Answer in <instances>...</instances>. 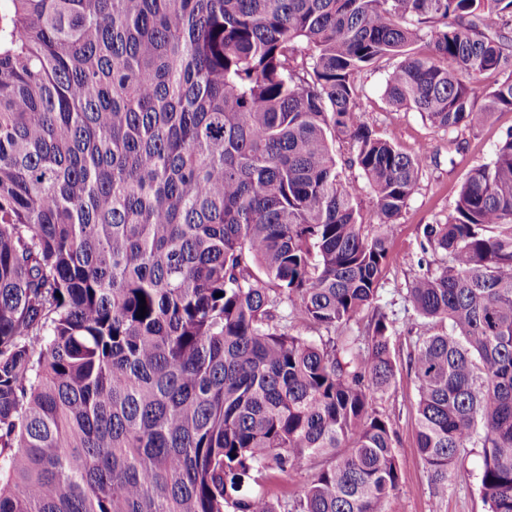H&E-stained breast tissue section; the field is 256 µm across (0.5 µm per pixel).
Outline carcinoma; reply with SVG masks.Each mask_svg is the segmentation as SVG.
<instances>
[{
  "label": "carcinoma",
  "instance_id": "obj_1",
  "mask_svg": "<svg viewBox=\"0 0 512 512\" xmlns=\"http://www.w3.org/2000/svg\"><path fill=\"white\" fill-rule=\"evenodd\" d=\"M385 59L392 107L482 127L512 0H0V512H389L379 281L425 158L365 121ZM421 249L415 451L441 494L480 443L512 512V131ZM314 473L312 465L305 466L298 472L288 475L275 474L269 484L271 493L280 496H288V500L292 501L301 494L305 485L310 481Z\"/></svg>",
  "mask_w": 512,
  "mask_h": 512
}]
</instances>
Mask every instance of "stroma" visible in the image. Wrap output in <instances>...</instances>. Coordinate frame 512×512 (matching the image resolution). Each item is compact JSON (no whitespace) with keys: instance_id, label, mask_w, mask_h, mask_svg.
<instances>
[{"instance_id":"35a3bbf8","label":"stroma","mask_w":512,"mask_h":512,"mask_svg":"<svg viewBox=\"0 0 512 512\" xmlns=\"http://www.w3.org/2000/svg\"><path fill=\"white\" fill-rule=\"evenodd\" d=\"M391 63L363 76L366 96L363 100L367 122L394 139L407 151L429 146L431 157L423 169L418 192L409 201L391 229L392 257L379 284V305L393 322V347L398 372L392 386L380 394L376 407L386 416L395 432V446L401 481L390 512H489L481 495L482 450L465 449L462 459L448 474V489L437 494L431 478L415 453V382L406 368L409 342L406 328L418 317L405 302L406 285L420 273L422 263H435V256H423L420 248L424 225L445 219L457 200L468 172L491 162L501 136L512 128V112H499L486 127L459 132L468 149L459 154L448 148L447 132L432 127L420 113L393 111L385 91V77Z\"/></svg>"}]
</instances>
